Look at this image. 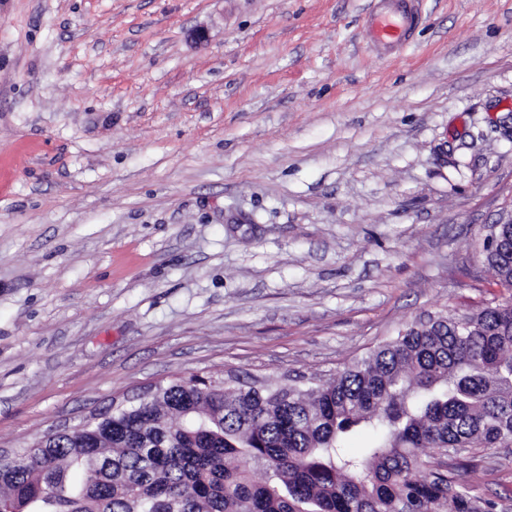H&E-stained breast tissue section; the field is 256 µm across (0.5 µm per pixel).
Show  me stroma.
<instances>
[{"mask_svg":"<svg viewBox=\"0 0 512 512\" xmlns=\"http://www.w3.org/2000/svg\"><path fill=\"white\" fill-rule=\"evenodd\" d=\"M372 2L0 0V449L505 297L476 245L512 214V0H422L388 57ZM462 460L512 512V447Z\"/></svg>","mask_w":512,"mask_h":512,"instance_id":"35a3bbf8","label":"stroma"}]
</instances>
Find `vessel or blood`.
Instances as JSON below:
<instances>
[{
	"mask_svg": "<svg viewBox=\"0 0 512 512\" xmlns=\"http://www.w3.org/2000/svg\"><path fill=\"white\" fill-rule=\"evenodd\" d=\"M420 16L419 0H394L392 7L374 8L366 17L369 43L387 49L407 47Z\"/></svg>",
	"mask_w": 512,
	"mask_h": 512,
	"instance_id": "b4317fda",
	"label": "vessel or blood"
}]
</instances>
